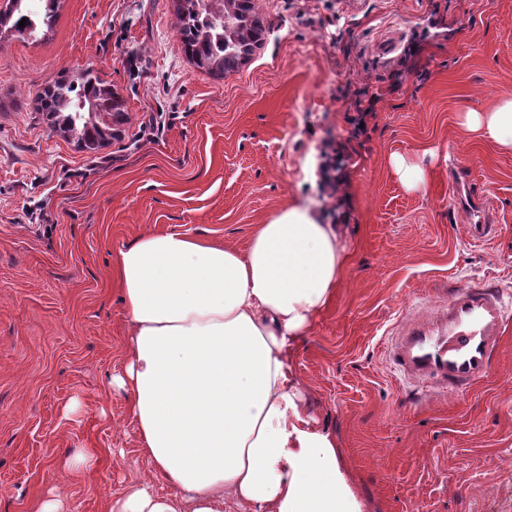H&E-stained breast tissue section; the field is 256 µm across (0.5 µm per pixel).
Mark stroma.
Wrapping results in <instances>:
<instances>
[{
  "instance_id": "stroma-1",
  "label": "stroma",
  "mask_w": 512,
  "mask_h": 512,
  "mask_svg": "<svg viewBox=\"0 0 512 512\" xmlns=\"http://www.w3.org/2000/svg\"><path fill=\"white\" fill-rule=\"evenodd\" d=\"M268 29L238 72L194 67L173 0H59L37 40L0 29V512H103L151 475L113 385L127 325L118 251L149 232L245 249L291 206L345 227L348 260L293 366L368 512H512V324L462 395L405 375L400 327L458 286L512 299V153L463 115L512 95V0H253ZM424 38L417 69L390 72ZM97 72L127 103L121 137L89 153L35 97ZM379 93L362 118L348 94ZM419 165L407 187L393 157ZM458 163L493 205L471 241L448 193ZM80 397V420L64 406ZM77 448L95 471L60 473ZM101 454L100 448H78L72 455H67L60 461V467L69 472L72 471L74 463L79 462L85 470H90L98 465Z\"/></svg>"
}]
</instances>
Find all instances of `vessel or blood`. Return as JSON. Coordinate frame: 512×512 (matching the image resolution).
Wrapping results in <instances>:
<instances>
[{
    "instance_id": "obj_1",
    "label": "vessel or blood",
    "mask_w": 512,
    "mask_h": 512,
    "mask_svg": "<svg viewBox=\"0 0 512 512\" xmlns=\"http://www.w3.org/2000/svg\"><path fill=\"white\" fill-rule=\"evenodd\" d=\"M454 202L468 208L475 221L467 225L471 239L483 240L497 232L483 194L461 166L448 174ZM498 295L469 285L457 287L430 322L404 325L395 347L399 365L407 373L439 379L449 390L464 392L487 376L493 356L511 318Z\"/></svg>"
}]
</instances>
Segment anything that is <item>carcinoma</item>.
Returning <instances> with one entry per match:
<instances>
[{"label": "carcinoma", "instance_id": "1", "mask_svg": "<svg viewBox=\"0 0 512 512\" xmlns=\"http://www.w3.org/2000/svg\"><path fill=\"white\" fill-rule=\"evenodd\" d=\"M176 35L187 59L211 76L222 78L247 63L265 42L267 29L253 0H174ZM55 0H46L41 23H18L29 18L24 0H6L0 25L13 19L21 35L37 34L50 25ZM40 111L49 127L86 151H95L119 136L128 122L125 100L99 76L86 72L76 84L61 76L47 85L40 97Z\"/></svg>", "mask_w": 512, "mask_h": 512}]
</instances>
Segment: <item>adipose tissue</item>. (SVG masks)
<instances>
[{
    "label": "adipose tissue",
    "instance_id": "adipose-tissue-1",
    "mask_svg": "<svg viewBox=\"0 0 512 512\" xmlns=\"http://www.w3.org/2000/svg\"><path fill=\"white\" fill-rule=\"evenodd\" d=\"M463 124L512 152V95ZM346 260L343 225L298 207L243 252L168 232L119 250L128 335L115 381L167 490L133 483L116 512H367L292 366Z\"/></svg>",
    "mask_w": 512,
    "mask_h": 512
}]
</instances>
